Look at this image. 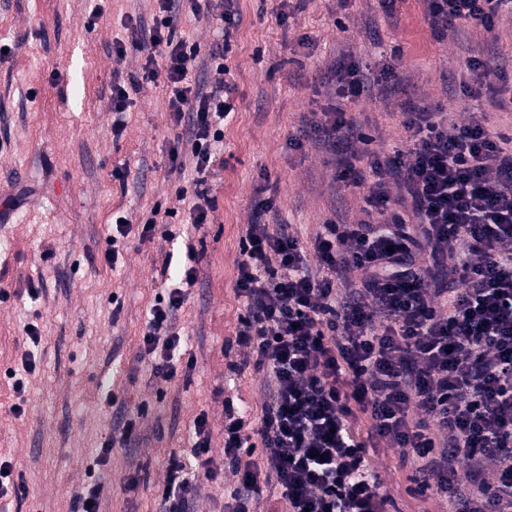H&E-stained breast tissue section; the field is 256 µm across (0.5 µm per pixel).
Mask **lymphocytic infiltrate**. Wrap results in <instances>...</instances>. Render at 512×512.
Masks as SVG:
<instances>
[{
  "label": "lymphocytic infiltrate",
  "instance_id": "lymphocytic-infiltrate-1",
  "mask_svg": "<svg viewBox=\"0 0 512 512\" xmlns=\"http://www.w3.org/2000/svg\"><path fill=\"white\" fill-rule=\"evenodd\" d=\"M151 22L131 18L111 54L144 55L143 78L164 81L178 134L170 167L184 155L205 174L215 166L224 122L235 110L225 63L238 27L235 0H155ZM444 38L464 27L492 32L512 0H424ZM219 32L208 50L178 33L181 7ZM214 70V83L200 75ZM466 95L483 81L501 86L494 109L512 112V86L494 45L474 50ZM341 98L399 101L404 144L372 149L363 126L342 110L302 118L294 148L312 141L330 152L337 178L364 188L363 219L328 220L311 240L271 224L274 198L262 199L240 236L235 291L246 314L235 343L267 371L261 426L250 432L241 409H224V457L243 465L228 512H251L273 477L287 512H386L368 469L371 448H394L414 471L415 492L445 497L448 512H512V132L486 113H447L405 100L400 67L335 63L327 76ZM176 274L151 306L141 358L150 374L177 377L185 338L174 320L197 270ZM260 435L262 464L242 463ZM206 415L193 421L189 453L173 454L157 490L162 512H189L195 485L216 481Z\"/></svg>",
  "mask_w": 512,
  "mask_h": 512
}]
</instances>
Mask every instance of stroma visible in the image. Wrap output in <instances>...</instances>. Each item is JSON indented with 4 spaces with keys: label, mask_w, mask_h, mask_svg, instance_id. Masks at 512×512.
Here are the masks:
<instances>
[{
    "label": "stroma",
    "mask_w": 512,
    "mask_h": 512,
    "mask_svg": "<svg viewBox=\"0 0 512 512\" xmlns=\"http://www.w3.org/2000/svg\"><path fill=\"white\" fill-rule=\"evenodd\" d=\"M96 0H0V196L15 185L33 187L28 205L0 222V455L10 460L19 492L0 499V512H69L73 495L88 486L87 466L104 453L122 411L146 407L140 444L115 445L108 454L110 486L101 512H159L156 488L170 455L186 450L197 415H206L215 458L224 454V404L246 408L252 425L262 415L264 372L245 364L233 339L245 307L235 292L239 235L256 199L274 197L279 222L302 237L321 230L336 209L361 218L363 191L344 187L334 163L313 144L289 140L303 115L336 106L362 123L379 150L405 138L403 116L385 102H350L329 95L327 66L342 53L379 61L399 53L416 101L463 111V94L447 80L470 81L465 59L483 40L463 31L434 36L422 0H395L384 12L377 0H303L286 24L278 0H237L239 25L228 64L236 75V110L224 127V164L205 176L216 200L215 220L185 226L183 239L130 236L116 267L103 258L120 213L140 222L155 205L177 207L175 189L193 170L169 169L178 130L165 107L163 81L143 83L144 58L115 62L110 47L120 20L150 17L151 0H109L88 27ZM376 28L380 42L365 40ZM140 84L113 137L107 108L113 71ZM128 167L127 185L112 178ZM196 252L198 280L178 315V328L194 358L188 376L150 380L141 362L146 314L162 292L156 268L165 255L182 265ZM37 296H30V287ZM36 325L31 342L26 325ZM36 370L22 392L10 371L26 352ZM125 402L108 405L104 384ZM22 414H14V406ZM371 473L390 501L387 512H446L445 502L410 493L414 473L392 448L367 452ZM141 473L134 490L129 475ZM239 475L225 466L222 479L199 483L194 512H224Z\"/></svg>",
    "instance_id": "35a3bbf8"
}]
</instances>
